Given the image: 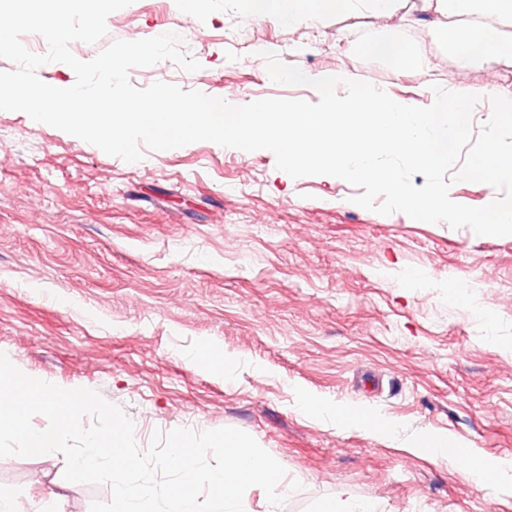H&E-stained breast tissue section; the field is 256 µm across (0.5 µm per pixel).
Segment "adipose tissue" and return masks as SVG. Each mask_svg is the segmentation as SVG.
Returning <instances> with one entry per match:
<instances>
[{
  "label": "adipose tissue",
  "instance_id": "1",
  "mask_svg": "<svg viewBox=\"0 0 512 512\" xmlns=\"http://www.w3.org/2000/svg\"><path fill=\"white\" fill-rule=\"evenodd\" d=\"M396 0H248L251 13L294 27H318L331 12L362 8L371 14H391ZM423 11L446 17L444 35L461 59L486 65L512 58V0H420Z\"/></svg>",
  "mask_w": 512,
  "mask_h": 512
}]
</instances>
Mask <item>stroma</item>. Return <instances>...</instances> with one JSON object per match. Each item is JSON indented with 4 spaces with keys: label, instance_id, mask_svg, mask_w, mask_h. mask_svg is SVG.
I'll return each instance as SVG.
<instances>
[{
    "label": "stroma",
    "instance_id": "35a3bbf8",
    "mask_svg": "<svg viewBox=\"0 0 512 512\" xmlns=\"http://www.w3.org/2000/svg\"><path fill=\"white\" fill-rule=\"evenodd\" d=\"M93 59L136 29L182 36L195 72L162 61L129 77L207 95L315 103L307 85L273 83L260 49L428 104L427 88L465 83L512 92V61L462 66L419 0L395 13L329 15L319 29L254 16L236 0H133ZM397 41L425 63L376 46ZM0 352L25 374L88 388L123 407L135 440L233 427L286 470L278 512H322L347 492L378 512H512V490L476 485L462 468L403 441L462 439L484 462L512 458V236L382 215L351 204L333 176L298 179L269 151L199 141L136 163L20 111L0 110ZM454 279L460 300L441 289ZM236 360L225 367V357ZM364 406L397 422L378 440L301 415V395ZM57 453L0 458V492L90 512L105 485L63 477Z\"/></svg>",
    "mask_w": 512,
    "mask_h": 512
}]
</instances>
